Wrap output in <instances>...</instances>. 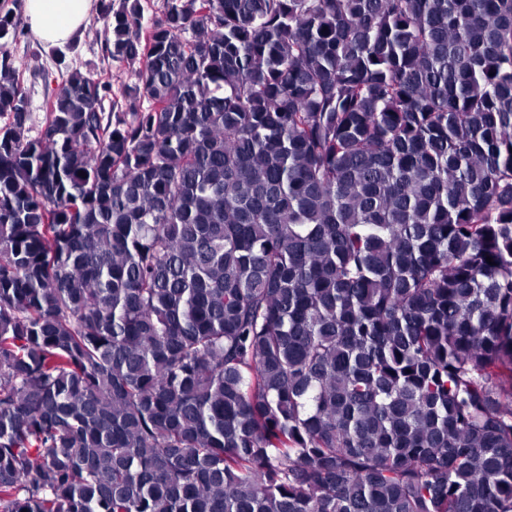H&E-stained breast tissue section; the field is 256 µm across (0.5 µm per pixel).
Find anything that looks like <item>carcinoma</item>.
Instances as JSON below:
<instances>
[{"instance_id": "cac0c4a2", "label": "carcinoma", "mask_w": 512, "mask_h": 512, "mask_svg": "<svg viewBox=\"0 0 512 512\" xmlns=\"http://www.w3.org/2000/svg\"><path fill=\"white\" fill-rule=\"evenodd\" d=\"M105 15L30 137L0 8V512H512V0Z\"/></svg>"}]
</instances>
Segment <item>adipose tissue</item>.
I'll return each mask as SVG.
<instances>
[{
    "label": "adipose tissue",
    "mask_w": 512,
    "mask_h": 512,
    "mask_svg": "<svg viewBox=\"0 0 512 512\" xmlns=\"http://www.w3.org/2000/svg\"><path fill=\"white\" fill-rule=\"evenodd\" d=\"M93 0H25L31 35L49 46L70 42L91 20Z\"/></svg>",
    "instance_id": "adipose-tissue-1"
}]
</instances>
